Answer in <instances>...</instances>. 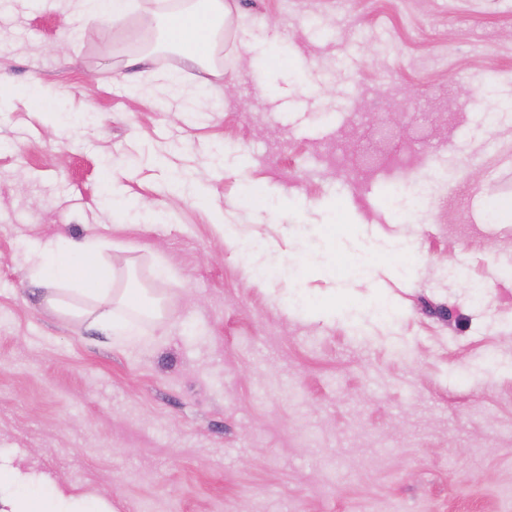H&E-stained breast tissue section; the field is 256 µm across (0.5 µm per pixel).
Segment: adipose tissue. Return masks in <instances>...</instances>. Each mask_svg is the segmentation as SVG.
<instances>
[{"mask_svg":"<svg viewBox=\"0 0 512 512\" xmlns=\"http://www.w3.org/2000/svg\"><path fill=\"white\" fill-rule=\"evenodd\" d=\"M229 21L224 0H198L196 5L168 14L166 39L190 50L193 60L202 61L210 55L216 28ZM100 250V242L93 237L47 244L30 267L29 277L38 285L57 284L50 303L63 314L88 315L118 335H132L125 312L156 318L162 314V300L145 288H114L109 268L98 259ZM0 512H113V506L104 495L76 497L42 476L0 462Z\"/></svg>","mask_w":512,"mask_h":512,"instance_id":"1","label":"adipose tissue"}]
</instances>
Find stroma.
I'll list each match as a JSON object with an SVG mask.
<instances>
[{"label":"stroma","instance_id":"35a3bbf8","mask_svg":"<svg viewBox=\"0 0 512 512\" xmlns=\"http://www.w3.org/2000/svg\"><path fill=\"white\" fill-rule=\"evenodd\" d=\"M227 3L219 65L170 0L0 5V455L118 512H501L512 0ZM90 234L140 345L29 281ZM88 20L116 19L123 15L129 0H75Z\"/></svg>","mask_w":512,"mask_h":512}]
</instances>
